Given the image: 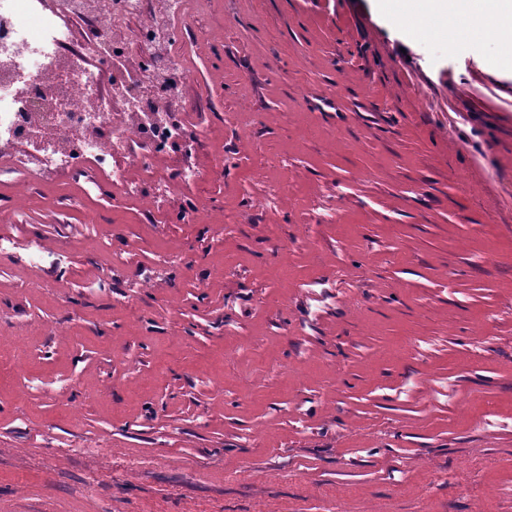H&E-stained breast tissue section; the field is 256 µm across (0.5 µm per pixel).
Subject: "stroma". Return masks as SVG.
Masks as SVG:
<instances>
[{
  "instance_id": "35a3bbf8",
  "label": "stroma",
  "mask_w": 512,
  "mask_h": 512,
  "mask_svg": "<svg viewBox=\"0 0 512 512\" xmlns=\"http://www.w3.org/2000/svg\"><path fill=\"white\" fill-rule=\"evenodd\" d=\"M179 38L209 131L170 220L93 167L0 209L64 259L0 251V512H512V71L379 0Z\"/></svg>"
}]
</instances>
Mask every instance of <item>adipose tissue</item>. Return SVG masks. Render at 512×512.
<instances>
[{"label":"adipose tissue","instance_id":"1","mask_svg":"<svg viewBox=\"0 0 512 512\" xmlns=\"http://www.w3.org/2000/svg\"><path fill=\"white\" fill-rule=\"evenodd\" d=\"M403 21L423 20L451 47L494 43V61L512 67V0H382Z\"/></svg>","mask_w":512,"mask_h":512}]
</instances>
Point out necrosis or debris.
Returning a JSON list of instances; mask_svg holds the SVG:
<instances>
[{
    "mask_svg": "<svg viewBox=\"0 0 512 512\" xmlns=\"http://www.w3.org/2000/svg\"><path fill=\"white\" fill-rule=\"evenodd\" d=\"M206 0H0V175L19 187L32 180L79 175L93 166L108 174L114 207L137 197L164 207L163 191L128 186L130 168L149 169L159 153L178 157L175 183L199 181L186 160L204 141L182 104L189 79L180 28ZM82 20L74 43L60 16ZM136 28V40L126 36ZM21 154H11L14 146Z\"/></svg>",
    "mask_w": 512,
    "mask_h": 512,
    "instance_id": "4bbe7bcc",
    "label": "necrosis or debris"
}]
</instances>
